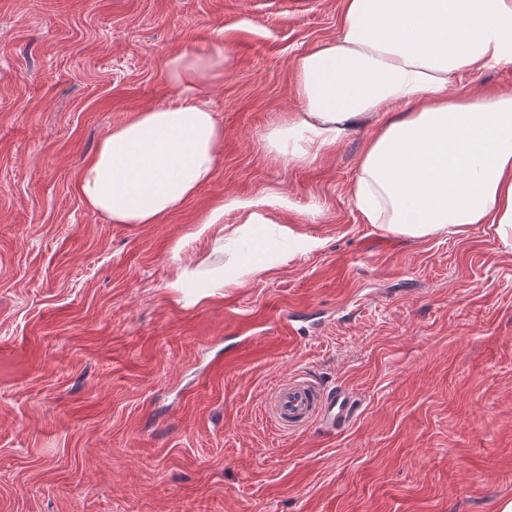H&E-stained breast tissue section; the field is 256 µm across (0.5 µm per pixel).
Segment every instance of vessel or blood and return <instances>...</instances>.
Returning <instances> with one entry per match:
<instances>
[{
	"label": "vessel or blood",
	"mask_w": 512,
	"mask_h": 512,
	"mask_svg": "<svg viewBox=\"0 0 512 512\" xmlns=\"http://www.w3.org/2000/svg\"><path fill=\"white\" fill-rule=\"evenodd\" d=\"M360 407L348 390L327 392L301 376L279 382L273 389L268 414L284 432L295 433L320 423L330 431L346 428Z\"/></svg>",
	"instance_id": "obj_1"
}]
</instances>
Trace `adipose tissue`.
<instances>
[{"label":"adipose tissue","instance_id":"obj_1","mask_svg":"<svg viewBox=\"0 0 512 512\" xmlns=\"http://www.w3.org/2000/svg\"><path fill=\"white\" fill-rule=\"evenodd\" d=\"M224 51L176 53L164 69L173 103L145 108L113 127L81 170L77 191L114 224H155L178 212L215 172L224 127L198 97L221 76ZM512 65V0H342L335 40L293 62L303 103L268 133L270 149L304 163L335 152L365 118L377 132L361 152L351 199L365 223L409 238L493 225L512 249V94H449L464 75ZM279 193L217 201L188 241L228 252L218 271L178 269L175 287L205 299L269 264L247 244L287 208ZM236 209L242 226L226 229Z\"/></svg>","mask_w":512,"mask_h":512}]
</instances>
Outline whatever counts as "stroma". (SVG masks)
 <instances>
[{
    "mask_svg": "<svg viewBox=\"0 0 512 512\" xmlns=\"http://www.w3.org/2000/svg\"><path fill=\"white\" fill-rule=\"evenodd\" d=\"M342 0H0V512H501L512 501V251L492 226L414 239L351 201L360 121L309 163L266 135L301 109L294 59ZM223 48L199 97L214 177L155 224L76 185L100 140L169 104L163 63ZM284 192L322 240L192 303L175 252L216 200ZM363 401L343 432L282 434L276 383Z\"/></svg>",
    "mask_w": 512,
    "mask_h": 512,
    "instance_id": "35a3bbf8",
    "label": "stroma"
}]
</instances>
